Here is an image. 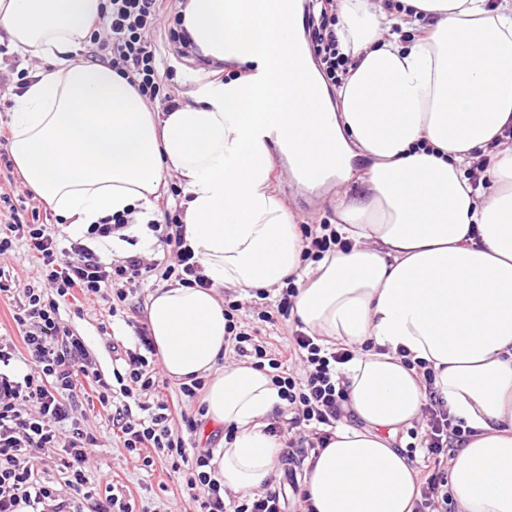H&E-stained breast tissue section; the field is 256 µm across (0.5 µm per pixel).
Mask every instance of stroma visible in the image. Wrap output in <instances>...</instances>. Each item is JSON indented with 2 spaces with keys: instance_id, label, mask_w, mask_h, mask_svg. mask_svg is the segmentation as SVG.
Instances as JSON below:
<instances>
[{
  "instance_id": "35a3bbf8",
  "label": "stroma",
  "mask_w": 512,
  "mask_h": 512,
  "mask_svg": "<svg viewBox=\"0 0 512 512\" xmlns=\"http://www.w3.org/2000/svg\"><path fill=\"white\" fill-rule=\"evenodd\" d=\"M173 21H166L164 30L158 32L156 42L163 57L175 68L169 83L174 93L184 100H191L196 79H210L211 74L198 66L200 54L190 50L182 56L169 33ZM272 179L274 190L285 209L299 224H331L336 220V204L325 190H316L288 182L278 149H271ZM159 277L144 280L121 306L118 316L108 314L104 301L80 300L60 308V322L74 335L83 338L94 368L104 377H111L113 342L132 344L131 322L145 323L149 297L163 287ZM77 415L84 426L94 432L100 442L92 449L88 464L91 481L108 478L116 494L135 501L134 512H195V505L180 485L169 476L170 465L159 461L144 467L137 455L122 448L112 434V422L101 407L87 404L83 396H76Z\"/></svg>"
}]
</instances>
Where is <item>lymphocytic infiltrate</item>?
Returning a JSON list of instances; mask_svg holds the SVG:
<instances>
[{
	"mask_svg": "<svg viewBox=\"0 0 512 512\" xmlns=\"http://www.w3.org/2000/svg\"><path fill=\"white\" fill-rule=\"evenodd\" d=\"M168 10V0H107L93 23L87 59L108 65L129 79L147 100L161 111L178 108L175 95L164 92L160 66L151 34ZM335 0H325L320 15L311 18L308 38L315 47L318 69L329 89L348 78L352 61L340 53L336 36ZM30 221H22L10 195L0 196V255L11 251L14 241H22L37 259L36 274L22 288L25 302L14 316L27 354L29 370L23 376L8 373L16 357L11 347L0 346V512H132L130 503L116 494L94 497L87 485L90 450L98 438L75 414L73 397L92 390L103 410L111 411L112 426L123 448L143 453L144 466L154 457L169 460L174 478L188 491L197 512H287V490H298L294 469L299 458L327 447L332 431L344 416L347 390L340 367L350 362L354 352L339 345L320 343L318 336L294 330L288 345L274 349L260 338L259 329L235 321L238 303L224 311L226 330L236 356L252 360L267 370L284 402L267 426L284 448L282 455L290 467L285 470L286 486L267 484L252 495L225 493L208 472L210 452H191L192 436L203 423L204 408L173 413L167 401H152L159 386L156 371L157 349L146 326L135 329L133 347L116 353L112 380H105L88 360L81 337L62 327L60 304L73 291L106 297L115 294L126 301L130 287L152 273L162 280L175 279L189 286L209 287L193 252L183 238V211L163 210L165 224L159 239L168 246L169 264L146 261L138 254L120 264L105 262L87 245L74 242L58 246L55 233L40 221L39 204H31ZM302 373H295L294 365ZM428 387L424 408L425 430L410 429L406 455L424 448L433 462V471L420 487L415 512H448V457L453 443L466 441L471 431L463 421L453 419L443 401L433 392V371L425 362L412 364ZM142 418H133V410ZM180 417L183 432L173 431V417ZM58 451L67 473L70 495H63L35 472L31 460L39 453Z\"/></svg>",
	"mask_w": 512,
	"mask_h": 512,
	"instance_id": "lymphocytic-infiltrate-1",
	"label": "lymphocytic infiltrate"
}]
</instances>
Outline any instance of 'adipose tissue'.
I'll return each mask as SVG.
<instances>
[{
    "instance_id": "1",
    "label": "adipose tissue",
    "mask_w": 512,
    "mask_h": 512,
    "mask_svg": "<svg viewBox=\"0 0 512 512\" xmlns=\"http://www.w3.org/2000/svg\"><path fill=\"white\" fill-rule=\"evenodd\" d=\"M420 32H393L383 0H340L339 47L355 62L328 94L289 30L297 0H191L204 50L245 69L154 112L128 79L74 54L105 0H0V33L55 60L12 106L9 150L28 190L95 248L126 238L151 251L153 201L176 176L184 235L206 288L169 282L149 298L164 372L205 381V418L232 429L210 467L225 491H259L281 443L267 371L225 361L220 289L245 296L294 282L306 333L355 350L343 365L347 413L299 481L313 512H414L417 471L392 443L428 395L402 353L428 363L454 419L471 428L448 461L457 512H512V0H399ZM326 170L336 231L351 241L303 262L305 240L270 184L268 136ZM369 167L353 174V160ZM482 162L488 191L467 171ZM358 195H342L350 179ZM129 224L108 239L90 225ZM372 350H365L366 342Z\"/></svg>"
}]
</instances>
